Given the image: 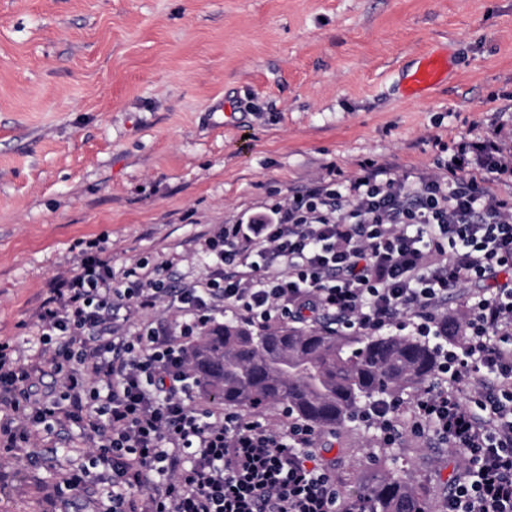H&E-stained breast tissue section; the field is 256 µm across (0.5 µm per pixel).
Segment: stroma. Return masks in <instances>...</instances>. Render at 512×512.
I'll return each instance as SVG.
<instances>
[{
  "mask_svg": "<svg viewBox=\"0 0 512 512\" xmlns=\"http://www.w3.org/2000/svg\"><path fill=\"white\" fill-rule=\"evenodd\" d=\"M448 75L404 95L426 51ZM512 143V0H0V343L37 347L48 284L98 242L115 271L171 261L203 277L197 237L364 165L443 175L461 136ZM322 433L356 500L412 480L439 512L466 462L429 434ZM79 428L0 447V512H43Z\"/></svg>",
  "mask_w": 512,
  "mask_h": 512,
  "instance_id": "stroma-1",
  "label": "stroma"
}]
</instances>
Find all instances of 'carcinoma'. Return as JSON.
I'll return each instance as SVG.
<instances>
[{"mask_svg":"<svg viewBox=\"0 0 512 512\" xmlns=\"http://www.w3.org/2000/svg\"><path fill=\"white\" fill-rule=\"evenodd\" d=\"M189 362L203 392L227 407L277 405L302 422L332 429L354 419L362 402L397 398L433 377L439 356L417 336L232 320L207 327L191 344ZM368 499L370 512H423L407 479L382 478Z\"/></svg>","mask_w":512,"mask_h":512,"instance_id":"obj_1","label":"carcinoma"}]
</instances>
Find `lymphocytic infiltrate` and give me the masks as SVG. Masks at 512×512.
I'll return each mask as SVG.
<instances>
[{
  "instance_id": "lymphocytic-infiltrate-1",
  "label": "lymphocytic infiltrate",
  "mask_w": 512,
  "mask_h": 512,
  "mask_svg": "<svg viewBox=\"0 0 512 512\" xmlns=\"http://www.w3.org/2000/svg\"><path fill=\"white\" fill-rule=\"evenodd\" d=\"M447 168L413 186L383 167L313 182L198 238L208 273L190 288L173 287L165 263L118 274L83 255L37 314L39 350L21 359L0 344V444L22 448L35 427L81 429L92 452L57 470L50 512H69L67 492L97 480L104 490L84 512H366L339 489L313 426L271 430L202 406L188 367L187 338L217 311L260 324L331 317L360 334L434 339L440 366L409 430L467 462L445 512H512V278L486 285L512 275V198L487 187L512 180V150L464 137ZM462 282L473 289L465 340L452 346L442 309ZM161 302L180 314L179 332L145 319ZM49 368L60 384L45 386ZM463 381L475 385L467 400Z\"/></svg>"
}]
</instances>
